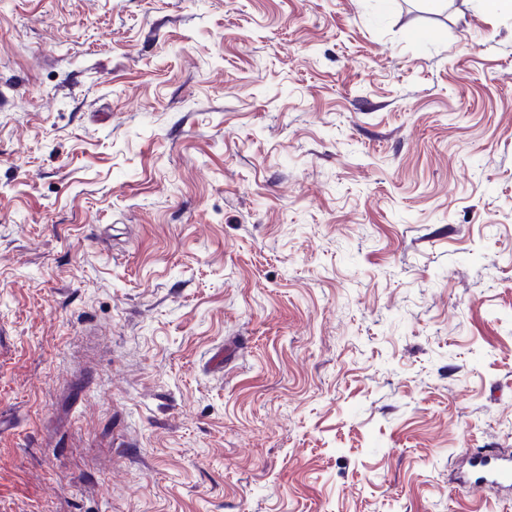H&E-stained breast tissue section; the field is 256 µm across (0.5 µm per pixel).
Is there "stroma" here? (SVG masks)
I'll return each mask as SVG.
<instances>
[{
  "instance_id": "1",
  "label": "stroma",
  "mask_w": 512,
  "mask_h": 512,
  "mask_svg": "<svg viewBox=\"0 0 512 512\" xmlns=\"http://www.w3.org/2000/svg\"><path fill=\"white\" fill-rule=\"evenodd\" d=\"M0 512H512V10L0 0ZM470 466L476 477L471 484L481 487L492 484L501 488L512 487V458L493 450L479 451L467 448Z\"/></svg>"
}]
</instances>
